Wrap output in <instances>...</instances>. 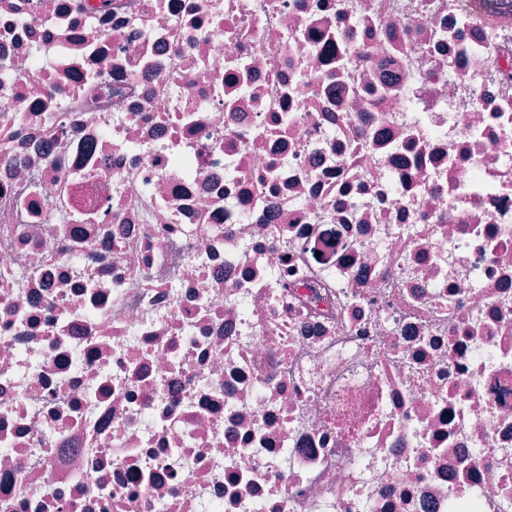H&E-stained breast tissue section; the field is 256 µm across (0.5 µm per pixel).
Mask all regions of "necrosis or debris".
<instances>
[{
	"mask_svg": "<svg viewBox=\"0 0 512 512\" xmlns=\"http://www.w3.org/2000/svg\"><path fill=\"white\" fill-rule=\"evenodd\" d=\"M0 66V512H512V0H0Z\"/></svg>",
	"mask_w": 512,
	"mask_h": 512,
	"instance_id": "necrosis-or-debris-1",
	"label": "necrosis or debris"
}]
</instances>
